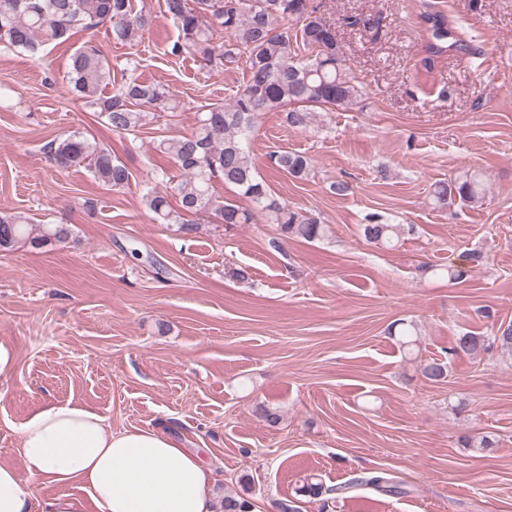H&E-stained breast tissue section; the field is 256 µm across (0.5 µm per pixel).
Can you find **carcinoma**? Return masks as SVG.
I'll list each match as a JSON object with an SVG mask.
<instances>
[{
  "label": "carcinoma",
  "instance_id": "cac0c4a2",
  "mask_svg": "<svg viewBox=\"0 0 512 512\" xmlns=\"http://www.w3.org/2000/svg\"><path fill=\"white\" fill-rule=\"evenodd\" d=\"M164 13L181 32L169 45V53L198 54L211 69L243 62L246 78L230 103L207 105L198 113L189 134L163 138L160 152L171 155L181 171L171 204L165 190L149 188L143 200L158 224H176L185 237L198 233L197 217L208 216L228 227L251 224L256 215L275 224L281 235L306 241L326 235V225L311 211H298L276 198L259 176L250 151L255 119L263 112H286L293 127L306 128L320 112L351 109L361 102L363 91L343 63L336 29L319 13L314 0H164ZM421 23L429 37L419 66L430 74L439 59L451 51L468 50L465 31L448 15L425 10ZM149 15L132 12L130 0H0V40L36 57L47 43L63 44L78 31L109 25L112 39L131 44L150 26ZM227 35L219 43L217 31ZM111 65L98 47L82 43L69 56L66 79L71 93L98 118L120 134H135L147 125L150 111L174 114L179 109L170 91L160 84L136 80L123 84L110 96L101 86L110 79ZM50 162L61 168L85 167L109 190L130 185L131 172L112 151L83 133L63 134L43 147ZM270 162L295 179L304 180L312 171L308 156L296 151H274ZM220 178L233 187L249 206L222 200L213 193ZM480 174L466 171L432 184L430 196L439 208L457 203L478 207L484 201ZM29 218L19 212H0V252L19 244L42 248L63 243L71 236L65 224H46L42 233L28 231ZM364 239L390 247L414 231L411 224H394L371 213L361 227ZM496 349L512 351V325L488 335L466 332L457 336L448 357L433 359L422 368L432 383L448 378V367L459 357H477ZM356 483L381 493L401 495L402 484L384 472H370ZM339 491L321 483L303 482L300 492L328 503L326 496ZM224 512H252L243 496H224Z\"/></svg>",
  "mask_w": 512,
  "mask_h": 512
}]
</instances>
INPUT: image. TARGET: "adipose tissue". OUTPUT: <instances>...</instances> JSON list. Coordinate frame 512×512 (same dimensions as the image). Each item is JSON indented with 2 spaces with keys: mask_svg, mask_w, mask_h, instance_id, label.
<instances>
[{
  "mask_svg": "<svg viewBox=\"0 0 512 512\" xmlns=\"http://www.w3.org/2000/svg\"><path fill=\"white\" fill-rule=\"evenodd\" d=\"M17 452L27 474L0 464V512H214V471L199 450L180 447L164 429L113 430L90 407L48 402L19 427ZM79 485L85 498L43 501L35 477Z\"/></svg>",
  "mask_w": 512,
  "mask_h": 512,
  "instance_id": "1",
  "label": "adipose tissue"
}]
</instances>
